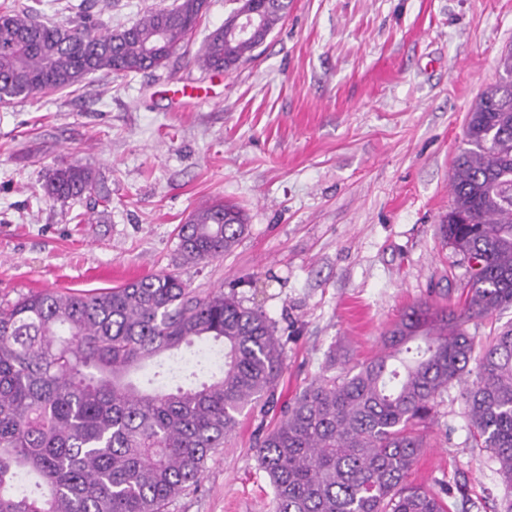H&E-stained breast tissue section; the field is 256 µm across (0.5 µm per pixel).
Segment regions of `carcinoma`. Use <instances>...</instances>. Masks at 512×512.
Returning a JSON list of instances; mask_svg holds the SVG:
<instances>
[{
    "label": "carcinoma",
    "instance_id": "carcinoma-1",
    "mask_svg": "<svg viewBox=\"0 0 512 512\" xmlns=\"http://www.w3.org/2000/svg\"><path fill=\"white\" fill-rule=\"evenodd\" d=\"M205 0L150 9L131 27L101 31L82 5L58 25L0 11V104L65 89L89 75L165 69L189 42ZM262 34L288 0H262ZM255 40L214 30L196 54L203 70L237 68ZM503 76L473 106L440 225L469 264L466 293L446 306L406 309L381 349L339 375L313 380L258 445L274 512H448L443 495L408 481L421 428L453 381L465 390L476 444L512 492V326L475 370L466 325L512 305V51ZM97 191L91 168L53 170L44 197ZM247 230L217 202L179 226L195 263L224 256ZM284 343L259 310L223 290L155 273L96 292L44 289L0 302V512H168L200 482L239 417L274 401ZM39 493L13 492L18 477Z\"/></svg>",
    "mask_w": 512,
    "mask_h": 512
}]
</instances>
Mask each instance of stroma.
Returning a JSON list of instances; mask_svg holds the SVG:
<instances>
[{
    "instance_id": "35a3bbf8",
    "label": "stroma",
    "mask_w": 512,
    "mask_h": 512,
    "mask_svg": "<svg viewBox=\"0 0 512 512\" xmlns=\"http://www.w3.org/2000/svg\"><path fill=\"white\" fill-rule=\"evenodd\" d=\"M173 2L90 0L115 30ZM234 7L207 0L175 78L93 75L0 106V299L174 272L235 295L287 339L273 406L242 417L168 512H273L259 432L329 364L373 356L407 307L458 298L466 263L439 230L453 160L512 48V0H291L254 60L200 70L195 53ZM73 162L108 200L43 199L52 170ZM217 201L244 210L245 234L219 259L183 262L179 225ZM463 388L438 398L409 480L447 488L451 512L468 499L504 512Z\"/></svg>"
}]
</instances>
